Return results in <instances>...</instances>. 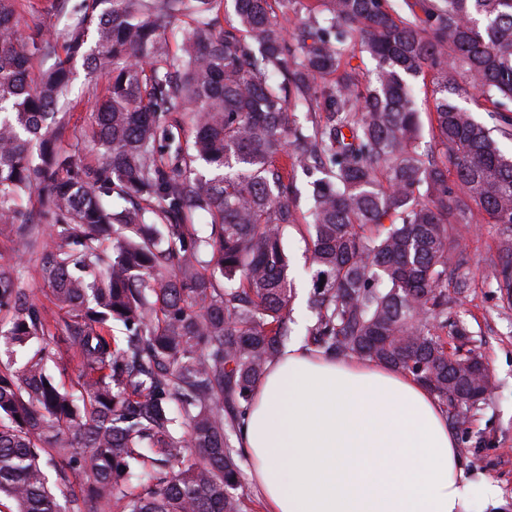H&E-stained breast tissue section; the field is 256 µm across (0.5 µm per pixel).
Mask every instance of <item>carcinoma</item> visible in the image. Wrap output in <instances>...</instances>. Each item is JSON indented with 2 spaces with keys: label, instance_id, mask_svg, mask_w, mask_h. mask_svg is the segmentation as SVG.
Wrapping results in <instances>:
<instances>
[{
  "label": "carcinoma",
  "instance_id": "cac0c4a2",
  "mask_svg": "<svg viewBox=\"0 0 512 512\" xmlns=\"http://www.w3.org/2000/svg\"><path fill=\"white\" fill-rule=\"evenodd\" d=\"M216 2L52 0L60 39L0 0V236L33 241L53 305L0 264V344L42 342L0 367L14 512H247L233 438L291 334L282 238L299 169L318 175L313 345L413 375L456 424L479 409L454 396L474 350L448 353L445 334L464 335L451 309L483 213L505 226L492 278L512 295V158L496 140L512 137V0H293L291 35L268 0H234L227 29ZM354 42L375 62L365 80L343 63ZM79 64L109 76L80 130L64 110ZM426 68L438 154L419 146L412 82ZM72 139L91 153L65 150ZM54 340L76 361L69 389L48 372ZM136 467L150 481L138 494Z\"/></svg>",
  "mask_w": 512,
  "mask_h": 512
}]
</instances>
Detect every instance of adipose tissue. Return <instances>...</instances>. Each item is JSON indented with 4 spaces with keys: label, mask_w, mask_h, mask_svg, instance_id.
Wrapping results in <instances>:
<instances>
[{
    "label": "adipose tissue",
    "mask_w": 512,
    "mask_h": 512,
    "mask_svg": "<svg viewBox=\"0 0 512 512\" xmlns=\"http://www.w3.org/2000/svg\"><path fill=\"white\" fill-rule=\"evenodd\" d=\"M264 512H469L497 482L464 475L438 399L414 376L292 342L254 391L238 441Z\"/></svg>",
    "instance_id": "ef3b65f1"
}]
</instances>
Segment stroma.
Instances as JSON below:
<instances>
[{
  "instance_id": "stroma-1",
  "label": "stroma",
  "mask_w": 512,
  "mask_h": 512,
  "mask_svg": "<svg viewBox=\"0 0 512 512\" xmlns=\"http://www.w3.org/2000/svg\"><path fill=\"white\" fill-rule=\"evenodd\" d=\"M502 227L480 222L465 236L463 263L472 286L455 308L465 317L469 345L486 358L495 381L493 393L467 424L455 427L465 475L473 481L488 477L502 492L498 507L486 506L474 496L471 512H512V303L503 302L490 272L502 261ZM310 228L288 227L284 246L290 258L289 274L296 298L292 303V337L302 340L311 322L307 308L310 291ZM0 263L11 265L30 298L46 302L44 284L34 268V247L26 238H0Z\"/></svg>"
}]
</instances>
